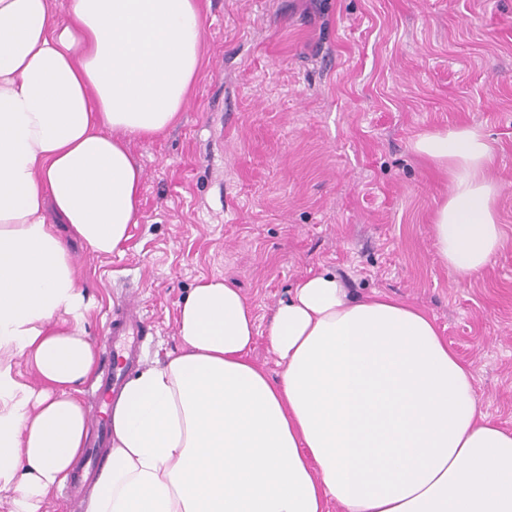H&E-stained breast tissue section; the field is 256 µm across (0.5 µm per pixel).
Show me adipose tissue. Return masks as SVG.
Segmentation results:
<instances>
[{
  "mask_svg": "<svg viewBox=\"0 0 512 512\" xmlns=\"http://www.w3.org/2000/svg\"><path fill=\"white\" fill-rule=\"evenodd\" d=\"M0 0V493L42 512L88 424L97 351L69 241L112 254L138 223L128 143L183 112L202 64L198 0ZM413 151L450 191L433 213L443 265L468 276L502 245L501 186L483 129L424 132ZM237 288L200 279L180 347L128 379L84 512H512V431L490 421L435 323L410 303L301 280L249 358ZM28 358L34 379L18 368ZM250 357L256 365L265 369L271 378L278 376L281 368L277 365V356L269 346L265 334L261 333L256 337Z\"/></svg>",
  "mask_w": 512,
  "mask_h": 512,
  "instance_id": "1",
  "label": "adipose tissue"
}]
</instances>
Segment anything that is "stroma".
Returning <instances> with one entry per match:
<instances>
[{
  "label": "stroma",
  "mask_w": 512,
  "mask_h": 512,
  "mask_svg": "<svg viewBox=\"0 0 512 512\" xmlns=\"http://www.w3.org/2000/svg\"><path fill=\"white\" fill-rule=\"evenodd\" d=\"M203 65L179 121L134 139L140 221L108 257L73 245L94 344L136 293L145 364L178 346L201 277L239 288L258 326L300 280L405 299L434 319L512 429V0H200ZM478 125L496 153L503 244L460 277L431 216L448 181L418 134Z\"/></svg>",
  "instance_id": "stroma-1"
}]
</instances>
